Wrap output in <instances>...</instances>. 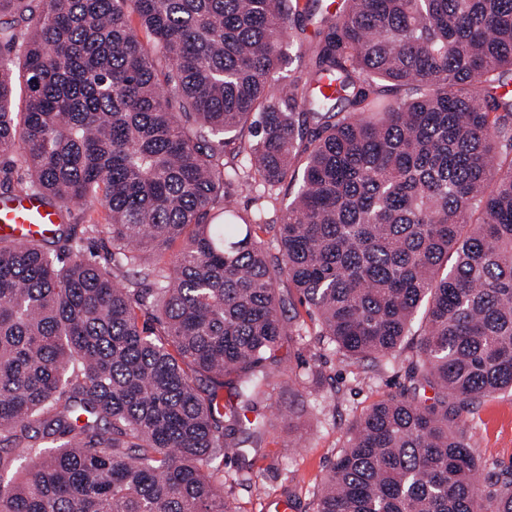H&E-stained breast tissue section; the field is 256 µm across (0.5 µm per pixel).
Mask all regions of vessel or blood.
Returning <instances> with one entry per match:
<instances>
[{
	"label": "vessel or blood",
	"mask_w": 512,
	"mask_h": 512,
	"mask_svg": "<svg viewBox=\"0 0 512 512\" xmlns=\"http://www.w3.org/2000/svg\"><path fill=\"white\" fill-rule=\"evenodd\" d=\"M66 219L59 206L33 196L0 201V236L23 241L50 233L54 225Z\"/></svg>",
	"instance_id": "vessel-or-blood-1"
}]
</instances>
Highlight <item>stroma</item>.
<instances>
[{
  "label": "stroma",
  "mask_w": 512,
  "mask_h": 512,
  "mask_svg": "<svg viewBox=\"0 0 512 512\" xmlns=\"http://www.w3.org/2000/svg\"><path fill=\"white\" fill-rule=\"evenodd\" d=\"M280 289L293 299L286 315H298L308 330L304 341L281 348V368L294 378L318 369L324 380L314 388L273 391L267 407L276 417L273 436L258 454L250 455L249 466H242L235 455L225 457L224 476L238 512H274L282 500L292 512H314L322 479L352 424L372 404L398 393L404 383L401 364H354L319 344L306 306L294 299L295 289L285 280ZM466 429L482 473L512 466V392L482 404Z\"/></svg>",
  "instance_id": "stroma-1"
}]
</instances>
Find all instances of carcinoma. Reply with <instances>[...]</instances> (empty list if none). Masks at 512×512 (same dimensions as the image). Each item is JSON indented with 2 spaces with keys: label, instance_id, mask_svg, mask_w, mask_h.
Listing matches in <instances>:
<instances>
[{
  "label": "carcinoma",
  "instance_id": "1",
  "mask_svg": "<svg viewBox=\"0 0 512 512\" xmlns=\"http://www.w3.org/2000/svg\"><path fill=\"white\" fill-rule=\"evenodd\" d=\"M317 9L0 0V158L27 174L7 197L105 211L0 238V512H237L224 457L297 384L273 370L303 340L283 277L347 360L415 337L315 512H512V469L481 490L464 430L512 391V0H342L284 88ZM297 172L269 242L224 193ZM319 16L314 18L312 21L307 22L305 37L306 43L302 48H298V46L294 43H288V37L284 38V50L286 53V64L282 70L281 75L284 77L283 80L285 83H288V75L290 76H299L305 73L306 65L308 61V56L306 53V49L310 48L309 43L314 42L316 40L317 31L319 28ZM290 45V46H288ZM288 47L290 48L289 56V64H288Z\"/></svg>",
  "mask_w": 512,
  "mask_h": 512
}]
</instances>
